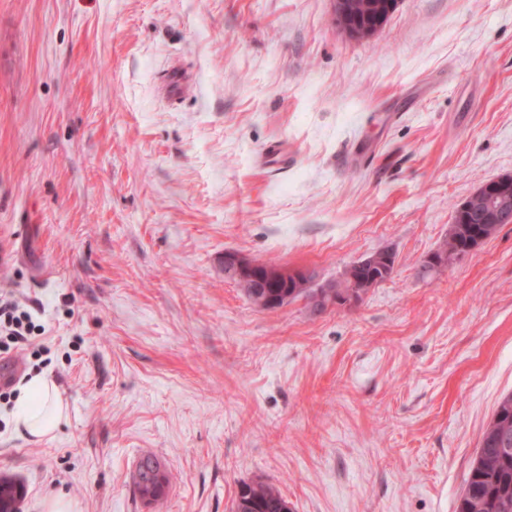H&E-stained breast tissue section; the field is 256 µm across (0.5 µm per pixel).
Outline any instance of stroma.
Listing matches in <instances>:
<instances>
[{"mask_svg": "<svg viewBox=\"0 0 512 512\" xmlns=\"http://www.w3.org/2000/svg\"><path fill=\"white\" fill-rule=\"evenodd\" d=\"M505 175L512 0H400L368 41L331 0H0V293L43 328L0 374L67 409L32 442L0 400L19 512H230L257 478L295 512H455L512 393V224L419 269ZM228 249L320 285L396 269L353 306L260 309ZM170 483L164 464L154 455H144L136 466L134 490L139 499L148 506L160 504L167 495Z\"/></svg>", "mask_w": 512, "mask_h": 512, "instance_id": "obj_1", "label": "stroma"}]
</instances>
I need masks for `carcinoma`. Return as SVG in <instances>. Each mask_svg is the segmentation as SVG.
Returning a JSON list of instances; mask_svg holds the SVG:
<instances>
[{
    "label": "carcinoma",
    "mask_w": 512,
    "mask_h": 512,
    "mask_svg": "<svg viewBox=\"0 0 512 512\" xmlns=\"http://www.w3.org/2000/svg\"><path fill=\"white\" fill-rule=\"evenodd\" d=\"M355 5L352 22L364 28L373 24L381 0H351ZM457 223L450 227L444 245L448 254L467 252L478 245V239L495 237L499 224H477L468 211L455 206ZM313 289L265 288L258 286L245 292L261 309H273L277 295L285 293L288 301L307 298ZM170 483L164 464L151 454L144 455L136 466L134 490L142 503L160 504ZM231 512H294L292 504L272 483L257 479L241 481L232 502ZM457 512H512V393L498 404L492 420L483 433L477 456L466 486L459 498Z\"/></svg>",
    "instance_id": "carcinoma-1"
}]
</instances>
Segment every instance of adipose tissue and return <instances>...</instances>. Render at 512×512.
Masks as SVG:
<instances>
[{"mask_svg": "<svg viewBox=\"0 0 512 512\" xmlns=\"http://www.w3.org/2000/svg\"><path fill=\"white\" fill-rule=\"evenodd\" d=\"M64 418L65 406L56 384L37 374L27 378L12 411L14 431L40 440L60 429Z\"/></svg>", "mask_w": 512, "mask_h": 512, "instance_id": "adipose-tissue-1", "label": "adipose tissue"}]
</instances>
